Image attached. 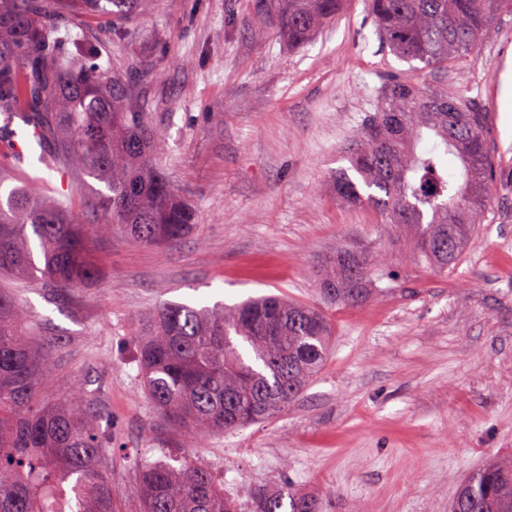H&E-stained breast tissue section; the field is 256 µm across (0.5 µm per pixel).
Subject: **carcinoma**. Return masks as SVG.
<instances>
[{"label": "carcinoma", "mask_w": 512, "mask_h": 512, "mask_svg": "<svg viewBox=\"0 0 512 512\" xmlns=\"http://www.w3.org/2000/svg\"><path fill=\"white\" fill-rule=\"evenodd\" d=\"M112 14L144 11L153 0H81ZM346 0H281L278 27L299 48L336 18ZM512 0H369L381 43L398 60L445 74L479 51ZM47 0H0V153L21 170L40 164L76 171L104 185L91 199L97 222L81 224L68 203L33 194L0 168V274L71 288L101 270L91 238L121 231L149 248L181 241L196 212L156 161L159 135L144 112H128L120 79L104 80L93 45H62ZM36 129L40 152L19 153L15 120ZM486 113L446 87L389 76L375 112L352 149L351 177L336 174V197L371 203L387 224L411 232L423 260L456 268L492 198L494 159ZM457 173L448 174V161ZM383 264L366 247L342 245L317 269L322 297L355 306L369 298L371 272ZM25 314L0 293V512H115L105 412L77 387L41 401L52 351ZM332 335L318 308L278 297L226 306L164 303L133 337L142 388L173 424L199 436L235 432L268 420L296 400L327 360ZM135 493L142 512H241L201 460L174 465L145 459ZM251 512H320L308 494L258 492ZM450 512H512V456L487 462L455 492Z\"/></svg>", "instance_id": "cac0c4a2"}]
</instances>
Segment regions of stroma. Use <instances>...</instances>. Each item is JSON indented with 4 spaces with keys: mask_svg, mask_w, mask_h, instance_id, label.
I'll return each instance as SVG.
<instances>
[{
    "mask_svg": "<svg viewBox=\"0 0 512 512\" xmlns=\"http://www.w3.org/2000/svg\"><path fill=\"white\" fill-rule=\"evenodd\" d=\"M64 13L56 35L101 46L104 79L121 78L130 111L161 135L159 161L196 230L144 248L119 232L95 243L102 274L76 288L0 276L42 341L63 352L52 393L82 386L112 429L109 470L117 512H140L136 463L163 454L204 459L224 491L290 487L321 512H448L458 486L512 454V12L479 54L448 69L450 90L487 114L494 204L454 271H438L371 205L333 188L349 168L383 79L428 73L384 51L366 0L308 45L280 37L276 0H155L140 15ZM35 193L67 195L92 221L91 186L27 167ZM367 243L386 266L358 306L325 303L312 277L337 245ZM281 294L323 308L332 352L314 382L269 421L197 439L148 402L132 342L139 316L164 302L233 305Z\"/></svg>",
    "mask_w": 512,
    "mask_h": 512,
    "instance_id": "obj_1",
    "label": "stroma"
}]
</instances>
